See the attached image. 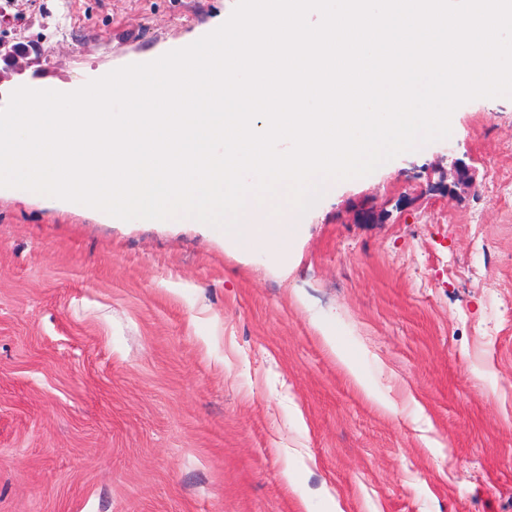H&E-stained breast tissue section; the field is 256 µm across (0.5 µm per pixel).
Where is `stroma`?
Returning a JSON list of instances; mask_svg holds the SVG:
<instances>
[{"label": "stroma", "instance_id": "stroma-1", "mask_svg": "<svg viewBox=\"0 0 512 512\" xmlns=\"http://www.w3.org/2000/svg\"><path fill=\"white\" fill-rule=\"evenodd\" d=\"M235 4L21 0L29 49L0 86L75 91ZM454 160L476 191L449 193ZM495 177L512 183L507 97L335 182L285 253L0 188V512H512Z\"/></svg>", "mask_w": 512, "mask_h": 512}]
</instances>
